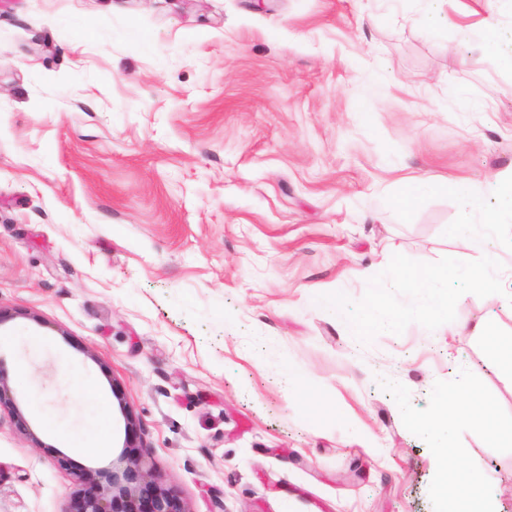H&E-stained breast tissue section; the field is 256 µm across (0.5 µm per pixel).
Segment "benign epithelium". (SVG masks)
I'll return each mask as SVG.
<instances>
[{
    "mask_svg": "<svg viewBox=\"0 0 512 512\" xmlns=\"http://www.w3.org/2000/svg\"><path fill=\"white\" fill-rule=\"evenodd\" d=\"M2 409L12 417L21 435L38 442L12 394L8 376L0 371ZM122 410L125 420L124 444L112 461V471L104 476V480L91 481L81 464L58 451L54 453L55 464L71 477L74 485L71 512H189L183 499L165 486L154 470L136 416L125 406Z\"/></svg>",
    "mask_w": 512,
    "mask_h": 512,
    "instance_id": "obj_1",
    "label": "benign epithelium"
}]
</instances>
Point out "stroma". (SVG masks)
<instances>
[{"label": "stroma", "mask_w": 512, "mask_h": 512, "mask_svg": "<svg viewBox=\"0 0 512 512\" xmlns=\"http://www.w3.org/2000/svg\"><path fill=\"white\" fill-rule=\"evenodd\" d=\"M0 0V370L35 431L0 415V512H66L59 451L95 471L122 408L191 512H441L412 429L456 387L512 417V376L467 330L360 343L315 302L360 299L389 244L458 250L456 181L512 176V0ZM498 47L462 39L486 23ZM441 187L403 211L405 176ZM316 397L289 395V376ZM97 384L101 410L83 382ZM109 450L83 453L100 414ZM455 462L498 478L512 447L460 428Z\"/></svg>", "instance_id": "stroma-1"}]
</instances>
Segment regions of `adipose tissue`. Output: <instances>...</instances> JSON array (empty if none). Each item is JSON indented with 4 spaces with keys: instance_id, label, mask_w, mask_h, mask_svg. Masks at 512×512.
<instances>
[{
    "instance_id": "ef3b65f1",
    "label": "adipose tissue",
    "mask_w": 512,
    "mask_h": 512,
    "mask_svg": "<svg viewBox=\"0 0 512 512\" xmlns=\"http://www.w3.org/2000/svg\"><path fill=\"white\" fill-rule=\"evenodd\" d=\"M458 194L465 212L479 214L478 221L454 225L453 236L460 247L476 248L491 230L512 223V179L496 182L495 204L487 210H479L477 193L470 185H460ZM410 424L427 434L433 447L443 451L453 447L456 430L466 425L512 441V418H501L493 399L466 390L440 395L432 413L413 417ZM494 485L491 473L459 468L445 459L440 462L437 493L444 512H500Z\"/></svg>"
}]
</instances>
